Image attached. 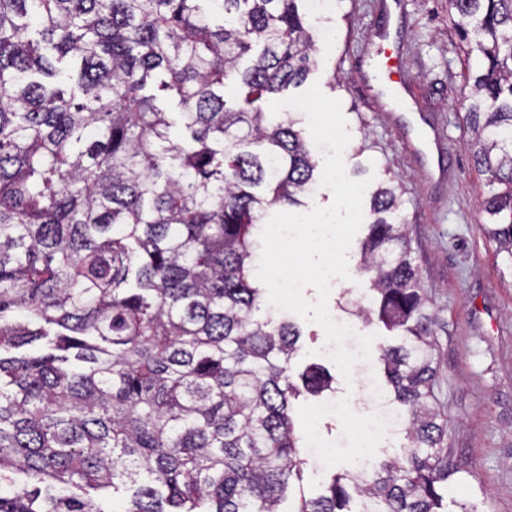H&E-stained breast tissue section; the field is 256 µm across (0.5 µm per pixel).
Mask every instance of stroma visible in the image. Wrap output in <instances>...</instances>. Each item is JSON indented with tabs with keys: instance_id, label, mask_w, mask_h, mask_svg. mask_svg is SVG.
<instances>
[{
	"instance_id": "35a3bbf8",
	"label": "stroma",
	"mask_w": 512,
	"mask_h": 512,
	"mask_svg": "<svg viewBox=\"0 0 512 512\" xmlns=\"http://www.w3.org/2000/svg\"><path fill=\"white\" fill-rule=\"evenodd\" d=\"M385 0H341L330 18L335 38L319 43L310 82L338 99L350 141L347 174L389 179L402 185V210L413 227L411 247L438 309V392L448 413V448L466 469L464 481L448 486V512L485 501L488 512H512V268L497 259L483 233L482 200L487 178L474 167L465 145L462 117L468 103L466 62L448 0H402L403 53L411 112L444 129L451 178L430 182L411 151L404 128L365 73L379 58L377 34ZM303 348L292 374L309 364L335 380V408L324 396L302 394L293 402L297 427L314 456L283 503L321 493L334 473L352 468L358 448L377 461L401 457L405 425L388 428L363 401L386 393L388 407L402 414L378 356L356 365L344 380L328 356L322 327L301 322Z\"/></svg>"
}]
</instances>
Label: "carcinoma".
<instances>
[{"label": "carcinoma", "instance_id": "1", "mask_svg": "<svg viewBox=\"0 0 512 512\" xmlns=\"http://www.w3.org/2000/svg\"><path fill=\"white\" fill-rule=\"evenodd\" d=\"M305 2L0 0V512H107L104 493L122 512H283L305 464L291 401L331 385L315 365L295 383L300 328L255 316L264 214L319 179L297 120L263 108L314 66ZM448 4L479 62L474 166L505 186L484 232L512 267V0ZM357 268L401 336L379 358L408 444L291 512H447L464 470L394 184Z\"/></svg>", "mask_w": 512, "mask_h": 512}]
</instances>
